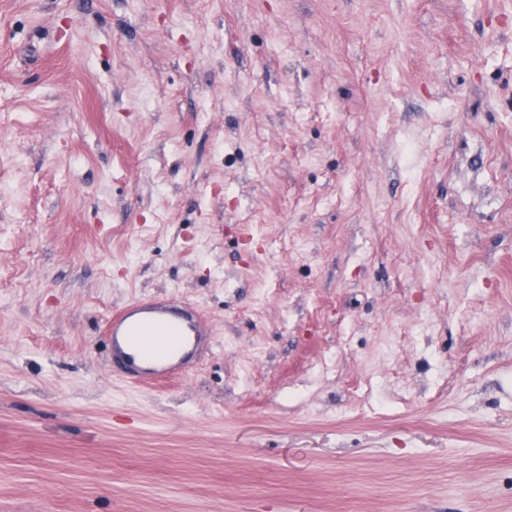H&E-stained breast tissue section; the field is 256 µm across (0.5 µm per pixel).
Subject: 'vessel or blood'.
Instances as JSON below:
<instances>
[{"mask_svg":"<svg viewBox=\"0 0 512 512\" xmlns=\"http://www.w3.org/2000/svg\"><path fill=\"white\" fill-rule=\"evenodd\" d=\"M207 333L199 312L180 301H132L108 321L112 365L134 384L185 373Z\"/></svg>","mask_w":512,"mask_h":512,"instance_id":"obj_1","label":"vessel or blood"}]
</instances>
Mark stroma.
Segmentation results:
<instances>
[{
    "instance_id": "stroma-1",
    "label": "stroma",
    "mask_w": 512,
    "mask_h": 512,
    "mask_svg": "<svg viewBox=\"0 0 512 512\" xmlns=\"http://www.w3.org/2000/svg\"><path fill=\"white\" fill-rule=\"evenodd\" d=\"M0 512H512V0H0ZM107 335L114 369L131 383L188 371L209 335L199 312L178 300L130 302L112 315Z\"/></svg>"
}]
</instances>
